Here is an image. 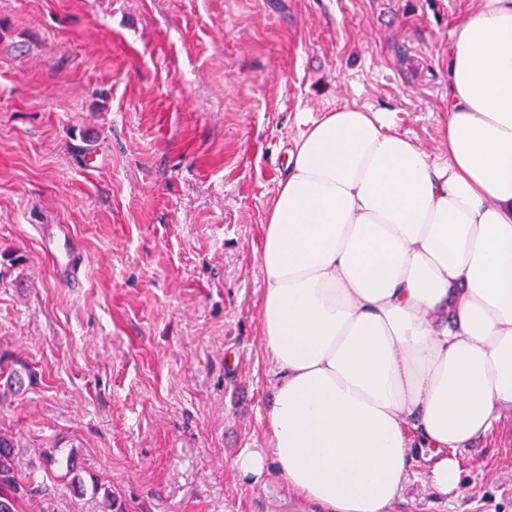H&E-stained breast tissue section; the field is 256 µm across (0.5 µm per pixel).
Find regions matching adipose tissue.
Segmentation results:
<instances>
[{
  "instance_id": "1",
  "label": "adipose tissue",
  "mask_w": 512,
  "mask_h": 512,
  "mask_svg": "<svg viewBox=\"0 0 512 512\" xmlns=\"http://www.w3.org/2000/svg\"><path fill=\"white\" fill-rule=\"evenodd\" d=\"M446 151L391 113H300L260 249L269 445L233 466L328 512L456 495L457 451L512 409V0L451 32Z\"/></svg>"
}]
</instances>
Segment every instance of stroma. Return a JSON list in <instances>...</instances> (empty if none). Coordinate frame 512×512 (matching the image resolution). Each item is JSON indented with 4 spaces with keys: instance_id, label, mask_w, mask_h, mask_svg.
I'll return each mask as SVG.
<instances>
[{
    "instance_id": "35a3bbf8",
    "label": "stroma",
    "mask_w": 512,
    "mask_h": 512,
    "mask_svg": "<svg viewBox=\"0 0 512 512\" xmlns=\"http://www.w3.org/2000/svg\"><path fill=\"white\" fill-rule=\"evenodd\" d=\"M476 2L0 0V254L24 258L0 266V430L49 489L22 512H102L97 485L124 512H312L233 466L268 445L259 251L285 149L299 113L354 103L440 155ZM460 466L461 495L416 481L394 512H512L511 411ZM45 241L49 246H55L56 252L50 250V253L55 256L61 274L66 279L75 280L78 276L79 266L74 255L68 227L65 224H52L45 234Z\"/></svg>"
}]
</instances>
